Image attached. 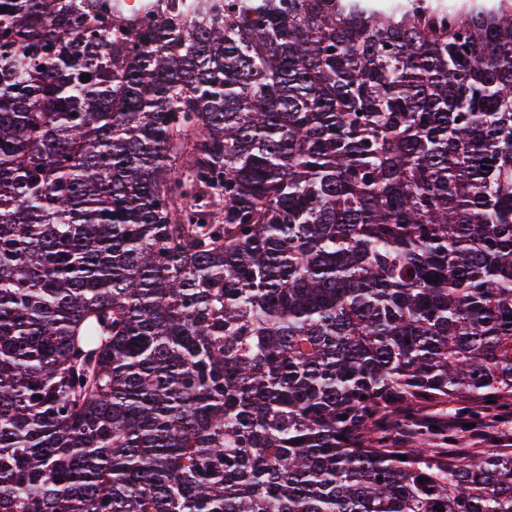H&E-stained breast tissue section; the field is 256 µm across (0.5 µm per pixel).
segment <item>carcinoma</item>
I'll list each match as a JSON object with an SVG mask.
<instances>
[{"label":"carcinoma","mask_w":512,"mask_h":512,"mask_svg":"<svg viewBox=\"0 0 512 512\" xmlns=\"http://www.w3.org/2000/svg\"><path fill=\"white\" fill-rule=\"evenodd\" d=\"M224 2L0 0V512H512V0Z\"/></svg>","instance_id":"obj_1"}]
</instances>
